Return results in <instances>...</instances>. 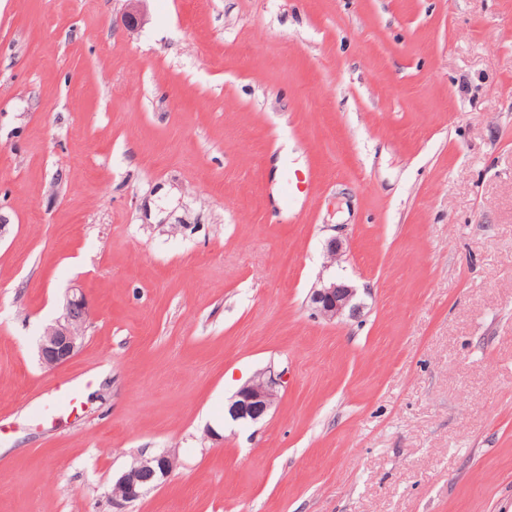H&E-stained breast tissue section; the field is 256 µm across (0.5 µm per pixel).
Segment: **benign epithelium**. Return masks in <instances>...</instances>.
<instances>
[{
	"label": "benign epithelium",
	"instance_id": "benign-epithelium-1",
	"mask_svg": "<svg viewBox=\"0 0 512 512\" xmlns=\"http://www.w3.org/2000/svg\"><path fill=\"white\" fill-rule=\"evenodd\" d=\"M356 289L345 281L331 280L312 289L310 300L317 315L327 321L360 314L354 303ZM89 305L78 288L67 292L62 319L47 325L39 337L37 355L46 369L68 362L77 352L85 336ZM280 375L267 368L243 385L225 409V415L235 422L254 423L263 419L278 399ZM171 451L141 453L115 481L118 491L111 495L116 512H127L129 504L162 485L176 466Z\"/></svg>",
	"mask_w": 512,
	"mask_h": 512
}]
</instances>
